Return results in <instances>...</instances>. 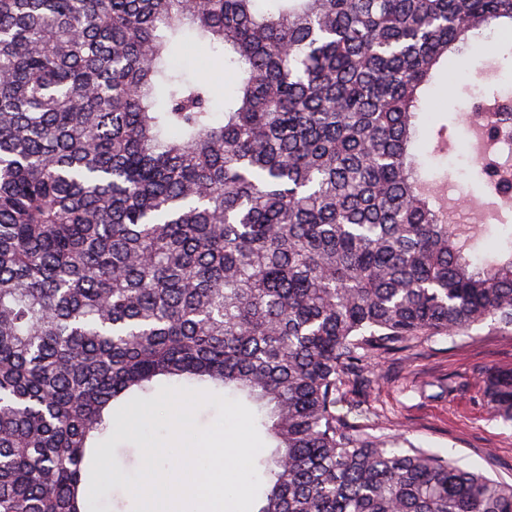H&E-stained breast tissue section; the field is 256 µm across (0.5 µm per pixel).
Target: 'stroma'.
I'll return each instance as SVG.
<instances>
[{"mask_svg": "<svg viewBox=\"0 0 512 512\" xmlns=\"http://www.w3.org/2000/svg\"><path fill=\"white\" fill-rule=\"evenodd\" d=\"M473 84L463 69L430 93L431 111L453 113L458 145L454 155H430L426 166L448 171V194L460 201L481 186L463 112L474 100ZM511 366L512 332L487 324L463 336H427L409 350L373 360L378 383L368 398V431L403 435L462 467L512 483V422L495 414L482 391L488 371Z\"/></svg>", "mask_w": 512, "mask_h": 512, "instance_id": "stroma-1", "label": "stroma"}]
</instances>
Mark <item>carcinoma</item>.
Masks as SVG:
<instances>
[{
    "mask_svg": "<svg viewBox=\"0 0 512 512\" xmlns=\"http://www.w3.org/2000/svg\"><path fill=\"white\" fill-rule=\"evenodd\" d=\"M505 25L512 0H0V512H85L113 405L159 376L254 412L256 512H512L346 392L422 336L512 331L500 124L475 106L493 240L451 221L417 124ZM185 46L231 75L222 111ZM484 395L512 421V367Z\"/></svg>",
    "mask_w": 512,
    "mask_h": 512,
    "instance_id": "1",
    "label": "carcinoma"
}]
</instances>
